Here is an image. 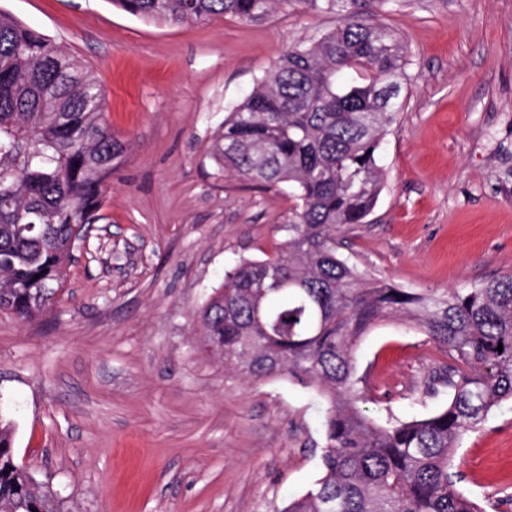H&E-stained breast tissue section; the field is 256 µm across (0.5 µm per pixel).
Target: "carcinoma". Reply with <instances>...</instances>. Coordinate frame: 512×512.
<instances>
[{
    "label": "carcinoma",
    "mask_w": 512,
    "mask_h": 512,
    "mask_svg": "<svg viewBox=\"0 0 512 512\" xmlns=\"http://www.w3.org/2000/svg\"><path fill=\"white\" fill-rule=\"evenodd\" d=\"M172 24L227 15L262 22L283 0H110ZM343 21L288 49L224 119L211 156L260 186L286 183L295 206L286 240L241 259L198 312L201 349L251 379L286 376L326 403L323 475L279 512H486L449 471L459 437L512 402V275L425 293L351 264L336 229L363 224L383 189L378 150L402 107L405 46L363 15L383 0H306ZM127 152L105 94L61 46L0 12V312L34 321L64 289L66 266ZM398 315L448 363L427 386L448 405L421 419L376 423L352 348ZM502 350H497V347ZM0 419V512H60L54 494L14 460Z\"/></svg>",
    "instance_id": "obj_1"
}]
</instances>
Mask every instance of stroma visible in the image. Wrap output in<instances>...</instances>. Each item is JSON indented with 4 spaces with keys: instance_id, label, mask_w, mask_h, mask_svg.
Returning <instances> with one entry per match:
<instances>
[{
    "instance_id": "stroma-1",
    "label": "stroma",
    "mask_w": 512,
    "mask_h": 512,
    "mask_svg": "<svg viewBox=\"0 0 512 512\" xmlns=\"http://www.w3.org/2000/svg\"><path fill=\"white\" fill-rule=\"evenodd\" d=\"M78 58L128 143L101 218L43 318L0 312V411L18 465L61 512H281L322 475L325 405L285 377L251 380L201 353L196 315L224 272L285 240L287 185L224 175L210 156L231 108L286 48L340 23L287 0L263 22L180 25L110 0H0ZM406 48L402 107L382 140L384 188L340 227L359 269L442 292L512 274V0H384ZM377 423L448 403L446 357L388 316L354 349ZM460 487L512 496V404L462 436Z\"/></svg>"
}]
</instances>
